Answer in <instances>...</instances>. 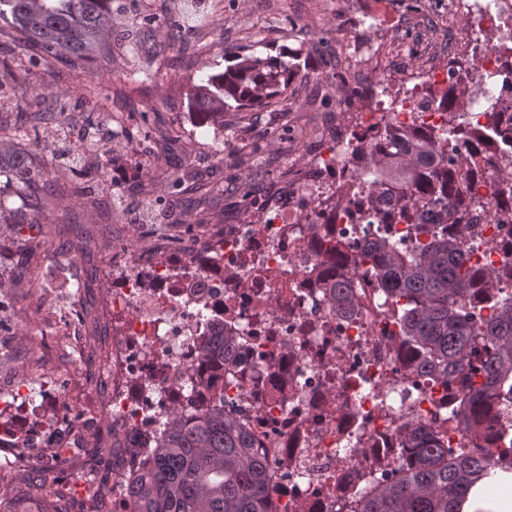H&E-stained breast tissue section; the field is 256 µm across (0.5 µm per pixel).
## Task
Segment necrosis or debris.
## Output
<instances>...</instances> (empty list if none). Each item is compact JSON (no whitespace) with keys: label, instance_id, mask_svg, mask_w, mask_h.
Here are the masks:
<instances>
[{"label":"necrosis or debris","instance_id":"1","mask_svg":"<svg viewBox=\"0 0 512 512\" xmlns=\"http://www.w3.org/2000/svg\"><path fill=\"white\" fill-rule=\"evenodd\" d=\"M452 5L469 15L470 28L449 29L428 68H394L411 95L393 111L360 112L353 125L337 129L297 174L286 198L262 203L259 222L212 230L220 261H206L190 242L168 257L113 252L105 310L122 316L124 327L112 338L111 389L101 410L128 440L155 429L163 408L183 399L178 373L194 365L195 338L206 322L220 320L235 339L224 352V400L270 464L268 512H350L355 499L413 461L399 436L405 422L438 427L445 447L467 445L440 411L448 403L447 387L409 373L406 351L393 342L397 326L385 294L367 291L364 302L343 315L324 302V284L342 260L351 261L354 282L362 284L369 250L382 237L408 240L409 225L377 224L354 207L326 213L318 207L327 186L362 197L344 145L379 124L396 132L447 127L445 108L421 110L420 99L432 86L467 85L475 73L483 77L481 91L464 119L482 135L471 158L469 192L491 196L499 174L512 169V142L483 113L491 101L512 104V90L503 88L512 83V48L481 40L487 28L512 34V0ZM510 208L497 201L484 223L462 225L475 268L512 267V224L502 220ZM330 243L337 252L327 251ZM147 380L155 394L136 395L134 386ZM17 387L15 376L0 372V403L17 415L60 403L56 379H48L35 399L19 398Z\"/></svg>","mask_w":512,"mask_h":512}]
</instances>
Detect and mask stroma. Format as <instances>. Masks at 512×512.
<instances>
[{
  "label": "stroma",
  "instance_id": "1",
  "mask_svg": "<svg viewBox=\"0 0 512 512\" xmlns=\"http://www.w3.org/2000/svg\"><path fill=\"white\" fill-rule=\"evenodd\" d=\"M464 22L449 13L448 0H218L214 26L183 32L177 44L162 43L168 60L163 72L129 74V62L118 52L83 69L59 62L31 69L30 84L48 93L67 91L74 112L96 107L91 88L104 98L124 90L129 101L116 110L133 136L109 142L104 191L89 178L64 173L56 155L45 151L48 171L70 189L55 201L59 223L41 225L40 236L71 242L66 292L72 329L65 339L52 334L53 311L42 299L41 283H16L15 255L1 256L0 365L44 364L57 377L65 411L104 400L102 361L112 343V322L102 309L112 287L113 247L136 256L156 254L170 235L197 243L203 231L196 210L183 212L178 224H128L113 218L114 205L137 204V185L147 176L154 178L157 195L173 197L167 173L190 165L211 191L214 223L252 218L250 204L287 191L289 179L309 163L327 132L371 107L365 89L386 102L409 94V87L390 78L391 60H432L449 25ZM283 48L297 63L287 101L262 109L226 108L220 128L200 125L189 112L188 95L207 75L232 67L238 55H275ZM160 129L178 142L151 162L138 154L137 140ZM56 416L53 408L36 414L46 429L27 454L33 460L59 457L47 477L63 493L67 512H81L103 478H120L123 468L112 454L122 439L113 435L111 420L99 415L77 426L80 450L64 451ZM0 489L14 512H47L28 469L1 466Z\"/></svg>",
  "mask_w": 512,
  "mask_h": 512
}]
</instances>
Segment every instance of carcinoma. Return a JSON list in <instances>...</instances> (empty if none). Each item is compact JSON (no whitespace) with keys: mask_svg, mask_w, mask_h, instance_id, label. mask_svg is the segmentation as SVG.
Here are the masks:
<instances>
[{"mask_svg":"<svg viewBox=\"0 0 512 512\" xmlns=\"http://www.w3.org/2000/svg\"><path fill=\"white\" fill-rule=\"evenodd\" d=\"M182 11L164 18L173 31L207 18L205 0H183ZM114 0H0V27L7 25L23 42L0 41V67L14 81L26 80V63L61 61L73 68L97 55L112 54L116 36ZM295 76L285 52L276 56H244L235 66L193 86L190 105L213 126H224V108H263L287 92ZM64 111L52 112L39 92L23 94L14 111L0 113V178L26 203L18 209L0 194V224L21 242L18 275L30 272L35 251L24 245L25 229L54 223L52 200L65 186L48 178L38 150L50 124L69 122ZM448 135L463 147L479 140L481 131L464 122L452 123ZM440 134L403 138L387 131L350 148L359 166L354 178L367 206L379 217L390 212L414 225L411 247L384 238L374 246L371 278L393 298L392 317L399 327V344L418 363L414 370L451 387L448 417L470 434L478 433L490 411L497 386L512 381V295L501 283L512 268L477 275L461 239L448 234L450 224H471L473 212L487 211L492 201L467 193V151L454 157L442 147ZM106 144L91 141L67 169L79 172L81 159L101 165ZM195 182L197 205L208 208L210 198L197 175L189 170L175 183ZM176 203L160 199L151 204L156 224H172ZM329 301L340 312L353 309L354 285L341 273L327 284ZM496 308L489 321L476 319L478 304ZM233 337L216 323L196 338L201 369L186 368L187 399L161 414L157 429L141 438L140 446L125 449L127 468L121 479L102 486L90 512H105L119 492L129 512H267L272 488L268 461L253 448V439L234 407H224V347ZM484 376L476 388L472 379ZM419 450L418 461L391 474L376 492L356 502V512H481L475 492L484 481L512 472V463L496 448L480 454L468 448L443 449L434 432L407 431Z\"/></svg>","mask_w":512,"mask_h":512,"instance_id":"carcinoma-1","label":"carcinoma"}]
</instances>
